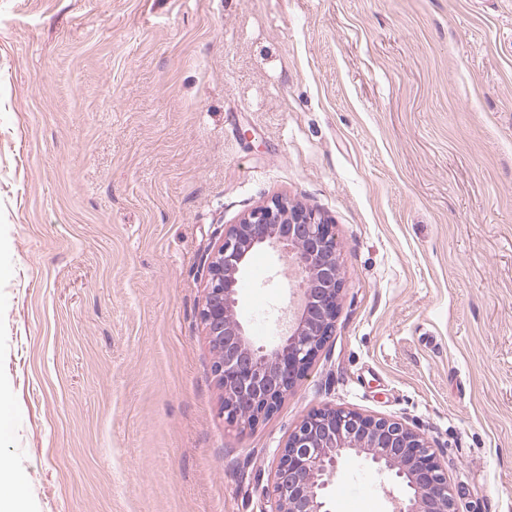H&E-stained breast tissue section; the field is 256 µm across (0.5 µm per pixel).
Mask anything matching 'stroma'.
Wrapping results in <instances>:
<instances>
[{
    "mask_svg": "<svg viewBox=\"0 0 512 512\" xmlns=\"http://www.w3.org/2000/svg\"><path fill=\"white\" fill-rule=\"evenodd\" d=\"M275 196L333 224V336L270 418L221 413L203 263ZM238 309L291 287L267 249ZM0 456L26 512H266L332 404L424 433L512 512V0H0ZM349 461L333 512H388Z\"/></svg>",
    "mask_w": 512,
    "mask_h": 512,
    "instance_id": "obj_1",
    "label": "stroma"
}]
</instances>
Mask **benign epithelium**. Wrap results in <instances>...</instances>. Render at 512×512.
Masks as SVG:
<instances>
[{
	"mask_svg": "<svg viewBox=\"0 0 512 512\" xmlns=\"http://www.w3.org/2000/svg\"><path fill=\"white\" fill-rule=\"evenodd\" d=\"M271 249L299 275V302L278 342L253 344L237 310L249 255ZM201 320L224 389L222 414L253 427L273 415L333 335L343 281L333 225L320 212L275 197L224 227L206 258ZM363 460L400 491L393 512H458L448 475L427 438L396 419L324 406L305 415L261 488L268 512H331L329 490L343 463Z\"/></svg>",
	"mask_w": 512,
	"mask_h": 512,
	"instance_id": "benign-epithelium-1",
	"label": "benign epithelium"
}]
</instances>
